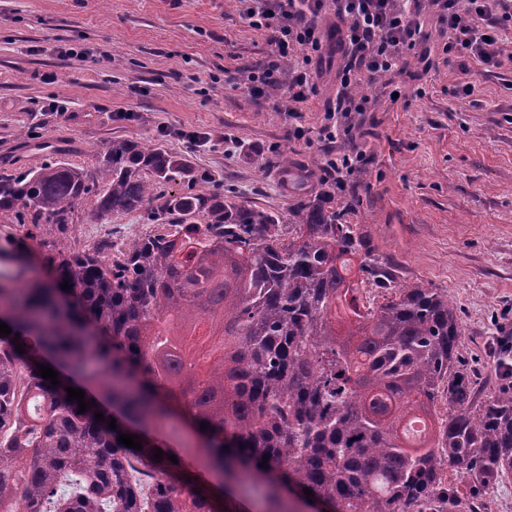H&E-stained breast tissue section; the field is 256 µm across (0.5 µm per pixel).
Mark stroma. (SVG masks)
<instances>
[{"mask_svg":"<svg viewBox=\"0 0 512 512\" xmlns=\"http://www.w3.org/2000/svg\"><path fill=\"white\" fill-rule=\"evenodd\" d=\"M242 10V0H0V157L28 167L67 143L66 162L90 170L112 140L157 145L208 173L210 190L287 217L285 164L305 171L311 194L326 187L320 133L336 83L323 76L300 104L284 85L253 95L244 80L267 58L271 32ZM503 39L499 69L442 62L421 95L408 87L393 102L388 85L362 79L372 109L338 119L335 143L368 157L336 195L345 221L367 227L398 282L447 295L463 367L484 392L502 383L493 356L512 333V26ZM458 82L474 93L452 96ZM228 137L240 145L232 156ZM77 213L63 242L78 249L149 229L138 212L99 224L85 206Z\"/></svg>","mask_w":512,"mask_h":512,"instance_id":"obj_1","label":"stroma"}]
</instances>
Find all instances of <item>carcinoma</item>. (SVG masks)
I'll use <instances>...</instances> for the list:
<instances>
[{
    "instance_id": "cac0c4a2",
    "label": "carcinoma",
    "mask_w": 512,
    "mask_h": 512,
    "mask_svg": "<svg viewBox=\"0 0 512 512\" xmlns=\"http://www.w3.org/2000/svg\"><path fill=\"white\" fill-rule=\"evenodd\" d=\"M206 178L127 140L92 172L0 164V218L28 227L0 250L13 267L0 277L11 328L0 337V500L21 499L23 512H219L208 489L172 479L169 449L158 462L149 439L174 415L163 382H201L181 358L206 351L192 417L208 425L199 451L220 489L248 490L262 512H297L290 489L331 512H482L486 491L512 480V386L478 399L448 297L395 282L330 190L298 198L285 222L195 191ZM176 179L186 189L153 206L157 185ZM89 198L91 224L142 211L153 229L116 252L45 239ZM31 240L52 277L31 276ZM365 286L386 301L365 303ZM67 387L83 391L84 413ZM412 421L426 428L415 441ZM450 468L472 479L468 493L448 483Z\"/></svg>"
}]
</instances>
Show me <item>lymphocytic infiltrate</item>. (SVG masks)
Here are the masks:
<instances>
[{"mask_svg": "<svg viewBox=\"0 0 512 512\" xmlns=\"http://www.w3.org/2000/svg\"><path fill=\"white\" fill-rule=\"evenodd\" d=\"M499 0H247L243 16L252 26L272 27V49L265 64L248 78L252 93L287 85L295 103L308 100L325 67L336 68L334 111L342 115L367 110L368 100L353 95L363 75L393 73L422 80L432 68V48L424 13H431L448 34L443 54L460 70L478 62L490 73L501 64V31L512 23V10L496 12ZM301 65L284 68L294 50ZM414 53L421 68L408 72L405 53Z\"/></svg>", "mask_w": 512, "mask_h": 512, "instance_id": "1", "label": "lymphocytic infiltrate"}]
</instances>
